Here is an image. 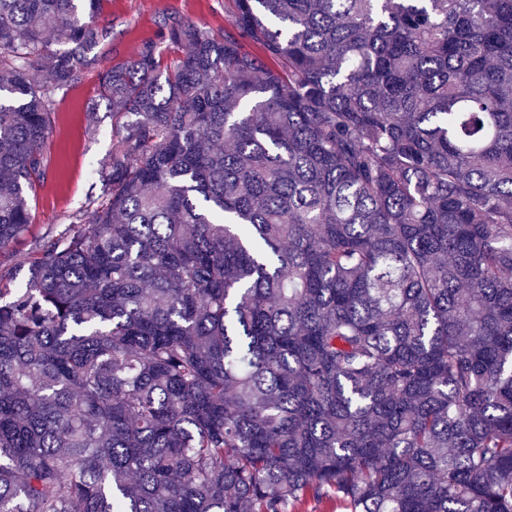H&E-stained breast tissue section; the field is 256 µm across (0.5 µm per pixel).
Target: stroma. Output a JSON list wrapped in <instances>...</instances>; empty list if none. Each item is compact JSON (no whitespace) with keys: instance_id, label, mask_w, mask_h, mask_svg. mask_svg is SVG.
Wrapping results in <instances>:
<instances>
[{"instance_id":"obj_1","label":"stroma","mask_w":512,"mask_h":512,"mask_svg":"<svg viewBox=\"0 0 512 512\" xmlns=\"http://www.w3.org/2000/svg\"><path fill=\"white\" fill-rule=\"evenodd\" d=\"M227 0H102L110 30L96 48L97 62L85 69L81 83L58 95L52 131L41 147L45 176L32 204L31 233L0 249V267L23 264L43 239L71 226L86 203L95 170L112 155V117L99 111L94 132L85 130V114L99 102L101 71L127 64L142 43L158 41L161 24L176 19L223 33Z\"/></svg>"}]
</instances>
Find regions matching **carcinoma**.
<instances>
[{
  "instance_id": "cac0c4a2",
  "label": "carcinoma",
  "mask_w": 512,
  "mask_h": 512,
  "mask_svg": "<svg viewBox=\"0 0 512 512\" xmlns=\"http://www.w3.org/2000/svg\"><path fill=\"white\" fill-rule=\"evenodd\" d=\"M101 2L0 0V248ZM230 2L0 273V512H512V0Z\"/></svg>"
}]
</instances>
